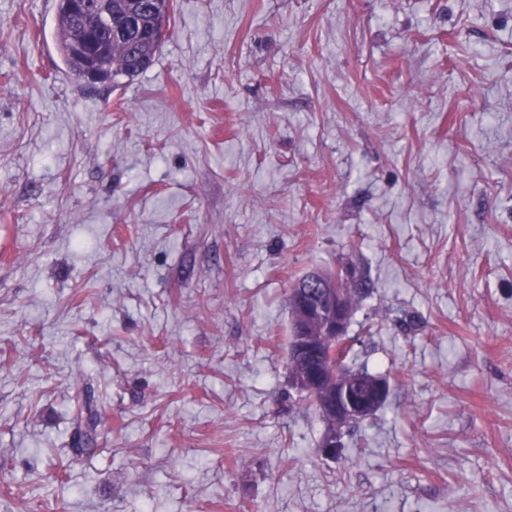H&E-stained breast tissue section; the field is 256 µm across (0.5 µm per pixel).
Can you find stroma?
<instances>
[{
	"label": "stroma",
	"mask_w": 512,
	"mask_h": 512,
	"mask_svg": "<svg viewBox=\"0 0 512 512\" xmlns=\"http://www.w3.org/2000/svg\"><path fill=\"white\" fill-rule=\"evenodd\" d=\"M55 30L0 0V512H512V0H174L116 85ZM340 260L391 390L327 456L288 297ZM75 426L71 433L68 448L73 459H78L94 450L98 437L99 412L94 401L77 392L75 396Z\"/></svg>",
	"instance_id": "1"
}]
</instances>
